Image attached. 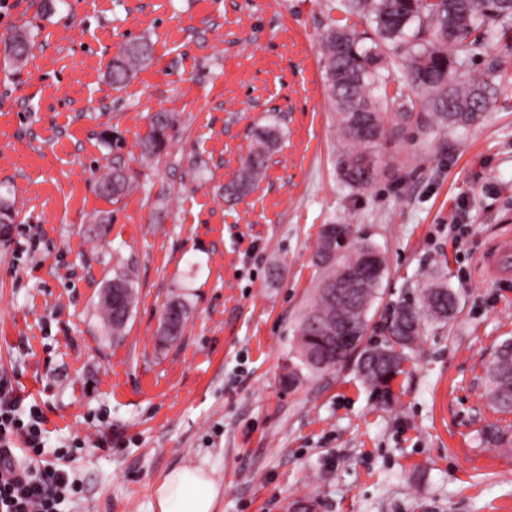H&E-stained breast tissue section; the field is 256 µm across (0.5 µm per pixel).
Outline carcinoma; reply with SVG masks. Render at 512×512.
<instances>
[{
	"mask_svg": "<svg viewBox=\"0 0 512 512\" xmlns=\"http://www.w3.org/2000/svg\"><path fill=\"white\" fill-rule=\"evenodd\" d=\"M344 12L365 18L374 25L377 39L365 45V37L347 24H334L322 35L320 51L324 60L328 94L336 112V122L345 144L341 153V179L352 188L371 183L375 160L366 148L404 130L414 120L432 128L471 126L490 110L494 102L491 83L463 71L464 59L491 39L512 41V0H343ZM30 40L21 34L8 38L5 50L14 60L24 59L31 51ZM152 43L144 37L123 45L112 59L109 79L120 88L132 77L139 65L151 60ZM400 78L428 112L414 116L415 105L404 112L388 114L373 95V87L392 76ZM174 121L169 112H156L149 120L147 133L140 140L141 153L156 158L166 151ZM279 140L273 126L253 132L249 149L236 180L227 188L230 196L250 192L263 177L271 151ZM100 195L109 201L120 199L131 187L132 177L121 157H116L108 171L97 179ZM374 246L362 243L333 259L318 257L324 269L314 304L304 315L292 367L284 383L293 387L304 373L318 371L312 355L329 360L328 367L338 365L334 351L328 347L329 320L338 319L349 310L350 301L373 304L379 294L384 273L383 258L377 259L374 272L358 280L350 294H327L328 285L349 288L351 271L369 264ZM119 293L99 296L101 324L114 340L124 337L125 329L137 302L131 274L120 272L112 278ZM456 308L453 293L443 283L433 281L422 290L417 304L405 303L398 309L400 317L385 327L388 336L383 344H366L365 350L383 349L392 358L369 359L359 369L363 381L378 405L388 407L394 400L392 383L402 372L405 350L412 348L427 321L445 322ZM173 317V327L184 325L189 314L187 302L179 295L165 306ZM485 396L497 414H512V340L505 341L486 369ZM482 442L496 447H512V425L495 421L486 425Z\"/></svg>",
	"mask_w": 512,
	"mask_h": 512,
	"instance_id": "1",
	"label": "carcinoma"
}]
</instances>
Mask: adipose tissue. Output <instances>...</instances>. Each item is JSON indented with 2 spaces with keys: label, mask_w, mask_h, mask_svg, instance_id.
Returning a JSON list of instances; mask_svg holds the SVG:
<instances>
[{
  "label": "adipose tissue",
  "mask_w": 512,
  "mask_h": 512,
  "mask_svg": "<svg viewBox=\"0 0 512 512\" xmlns=\"http://www.w3.org/2000/svg\"><path fill=\"white\" fill-rule=\"evenodd\" d=\"M223 493L210 473L194 466H179L165 473L154 489L157 512H215Z\"/></svg>",
  "instance_id": "adipose-tissue-1"
}]
</instances>
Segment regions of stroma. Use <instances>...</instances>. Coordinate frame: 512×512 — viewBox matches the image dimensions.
<instances>
[{
  "label": "stroma",
  "instance_id": "1",
  "mask_svg": "<svg viewBox=\"0 0 512 512\" xmlns=\"http://www.w3.org/2000/svg\"><path fill=\"white\" fill-rule=\"evenodd\" d=\"M339 0H9L0 40L35 45L19 67L0 51V383L47 417L39 467L73 483L58 512H155L153 487L193 464L214 471L217 512H512V450L482 445L494 421L485 371L512 338V276L487 274L512 237V42L466 72L495 83L467 128L410 125L380 141L373 182L340 178L342 137L319 38ZM147 37L149 63L122 88L119 47ZM176 118L160 161L138 141L154 112ZM281 129L265 177L226 192L255 128ZM121 155L133 178L116 202L96 190ZM109 217L105 235L93 232ZM327 224L350 225L385 272L368 312L382 340L395 308L429 277L459 306L424 326L377 406L355 362L281 381L321 271ZM131 270L138 302L122 341L97 315L107 280ZM190 313L167 350L165 304Z\"/></svg>",
  "mask_w": 512,
  "mask_h": 512
}]
</instances>
